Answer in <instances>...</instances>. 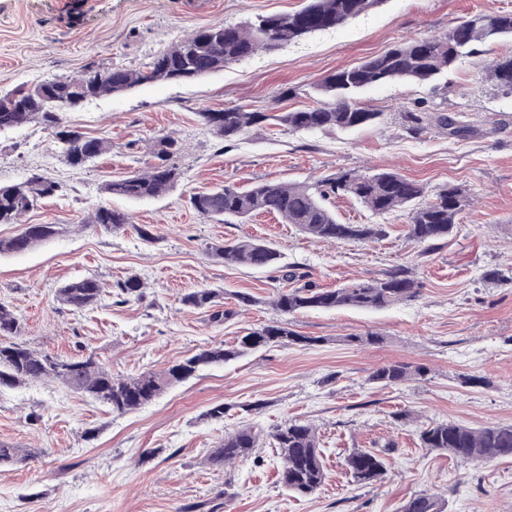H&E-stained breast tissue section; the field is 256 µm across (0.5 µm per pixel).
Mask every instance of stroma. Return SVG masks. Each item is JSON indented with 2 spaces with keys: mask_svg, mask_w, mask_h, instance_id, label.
I'll list each match as a JSON object with an SVG mask.
<instances>
[{
  "mask_svg": "<svg viewBox=\"0 0 512 512\" xmlns=\"http://www.w3.org/2000/svg\"><path fill=\"white\" fill-rule=\"evenodd\" d=\"M305 0H0V90L75 76L88 64L141 69L186 34L214 24L239 25L292 12ZM512 0H382L346 23L262 50L224 70L185 81L146 83L86 102L68 124L110 143L84 168L69 167L52 133L37 123L0 133V184L39 173L61 183L21 224H0V238L22 224H57L60 233L21 255L0 256V302L18 315L21 341L51 355H94L115 375L162 370L201 350L279 320L269 301L281 281L265 269L226 266L207 244L247 237L271 243L284 264L307 270L323 288L411 268L421 284L413 301L380 311L336 309L290 316L292 329L318 345L271 346L200 369L139 409L117 414L70 388L35 381L0 389V443L30 448L23 465L0 467V512H399L418 493L445 498L447 512H512V457L464 462L420 447L432 422L470 427L512 424V281L489 284L486 269L512 272V94L489 79V60L512 53V40L485 44L432 82L396 81L358 94L381 113L352 132L293 131L263 122L233 141L198 120L207 109L240 106L288 112L317 105L325 75L382 53L392 43L441 34ZM461 112V137L430 126L407 133L402 114ZM182 144L173 162L179 182L162 196L133 201L104 184L155 164L154 145ZM394 170L426 193L465 190L458 226L438 247L409 239L407 212L385 219L388 235L372 243L320 242L271 214L243 224L200 217L192 193L231 182L311 183L342 171ZM101 204L149 225L152 239L89 223ZM135 275L141 299L120 302L118 281ZM93 277L100 303L74 311L55 292ZM193 288L223 291L231 319L182 307ZM250 294L236 309L234 295ZM370 333L383 343H362ZM426 368L399 386L369 382L386 363ZM483 377L480 385L467 384ZM224 406L223 418L208 415ZM299 421L321 442L326 478L315 493L289 494L268 434ZM252 428L254 453L216 469L204 465L225 434ZM387 448L382 478L353 482L344 465L357 448Z\"/></svg>",
  "mask_w": 512,
  "mask_h": 512,
  "instance_id": "35a3bbf8",
  "label": "stroma"
}]
</instances>
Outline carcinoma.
I'll return each mask as SVG.
<instances>
[{
  "instance_id": "obj_1",
  "label": "carcinoma",
  "mask_w": 512,
  "mask_h": 512,
  "mask_svg": "<svg viewBox=\"0 0 512 512\" xmlns=\"http://www.w3.org/2000/svg\"><path fill=\"white\" fill-rule=\"evenodd\" d=\"M382 0H306L292 13L261 16L246 25L214 24L183 37L169 49L155 56L144 70L124 67L102 69L87 66L77 76H55L40 83L0 92V132L37 122L52 131L63 160L80 168L109 149L103 138L89 136L65 124L64 114L86 100L118 95L138 85L155 81L193 80L224 69L260 49L269 50L301 39L316 31L333 28L368 10ZM512 38V10L487 11L463 20L447 32L429 38L399 41L384 52L354 66L327 74L320 85L324 100L304 109L268 116L240 107L206 110L198 113L201 124L215 137L227 141L242 135L247 128L273 119L295 131L354 130L380 121L382 113L368 110L355 95L385 82H431L448 72L460 57L471 55L478 47L502 37ZM489 78L501 91L512 92V54L492 61ZM406 129L418 135L435 124L459 136L469 126L459 115L423 112L419 108L405 112ZM158 163L146 171H134L104 186V192L129 200L157 197L180 180L181 173L171 163L181 150L178 140L161 136L156 141ZM61 190V185L34 174L26 181L0 185V224H15L42 199ZM424 187L395 171L371 176L343 171L312 184H277L261 182L246 188L232 183L216 190L200 191L190 196L194 211L203 218L234 219L244 223L260 213L279 216L309 238L322 241H380L387 237L385 224H344L330 206V199L347 196L355 199L374 215L398 211L410 215L408 237L431 246L448 238L457 225L464 189L447 185L425 202ZM89 223L112 232L129 229L144 240L153 238L146 225L131 222L130 214L106 205L97 206ZM59 234L57 224H29L20 233L0 239L1 254H22ZM209 253L226 265H246L281 274L283 280H300L305 274L279 264L280 254L260 239H239L212 243ZM124 301L143 296L144 283L135 276L116 283ZM420 287L407 266H397L381 278L361 280L328 289L306 282L300 287L280 290L271 305L284 315L309 310H333L351 307L380 310L418 297ZM102 296L100 282L87 277L67 282L57 288L56 300L73 310L96 305ZM178 302L189 309L209 313L213 322H222L229 311L216 307L218 292L196 288L181 294ZM21 324L13 310L0 304V388L18 387L42 379H53L67 387L109 406L123 414L155 400L169 388L192 377L201 367L224 364L250 350L272 345L311 346L320 337L302 336L286 321H275L252 330L229 347H213L187 357L159 372H145L137 377L114 375L95 357L48 355L28 348L13 338ZM426 369L420 365L388 363L376 368L369 380L382 386H396L422 378ZM280 458L279 482L288 492L306 496L324 483L323 458L319 437L310 426L290 422L270 434ZM420 447L445 451L462 461H493L512 457V424L472 428L453 422H435L418 431ZM258 447V435L250 429L224 436L205 458L207 465L222 468L246 457ZM389 450L357 448L345 465L353 481L370 484L384 472L383 454ZM32 452L0 443V465L23 464ZM400 512H446L445 501L429 494H417L406 500Z\"/></svg>"
}]
</instances>
